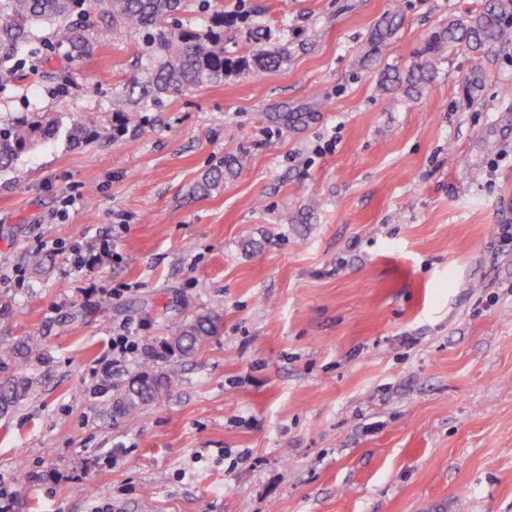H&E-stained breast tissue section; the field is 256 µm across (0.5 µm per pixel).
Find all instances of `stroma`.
<instances>
[{"label": "stroma", "mask_w": 512, "mask_h": 512, "mask_svg": "<svg viewBox=\"0 0 512 512\" xmlns=\"http://www.w3.org/2000/svg\"><path fill=\"white\" fill-rule=\"evenodd\" d=\"M486 2L224 0L226 49L246 13L280 66L120 134L134 34L76 61L25 47L51 60L0 88V116L59 131L0 170V342L42 339L0 417V512H512V45L444 49L416 78ZM76 122L96 137L71 142ZM205 313L218 333L157 361L178 381L114 417L113 388ZM124 326L138 354L104 375Z\"/></svg>", "instance_id": "stroma-1"}]
</instances>
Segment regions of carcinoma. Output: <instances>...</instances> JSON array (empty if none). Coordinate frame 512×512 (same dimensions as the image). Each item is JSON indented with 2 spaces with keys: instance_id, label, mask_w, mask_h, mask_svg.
<instances>
[{
  "instance_id": "1",
  "label": "carcinoma",
  "mask_w": 512,
  "mask_h": 512,
  "mask_svg": "<svg viewBox=\"0 0 512 512\" xmlns=\"http://www.w3.org/2000/svg\"><path fill=\"white\" fill-rule=\"evenodd\" d=\"M202 12L211 13L214 24L197 28L179 21L185 0H0V87L25 79L27 61L16 59L18 49L29 42L34 30L46 26L49 43L72 61L93 51L94 40L74 22L75 14L96 13L105 31L127 30L141 35L137 49L147 80L136 99L138 108L121 112L123 128L140 124L141 112L166 95H179L224 77L258 74L280 64V57L256 48L247 58L231 55L224 47V9L221 0H198ZM440 39L448 47L471 52L512 43V0H492L470 19L448 23ZM56 129L24 120L0 121V169L8 168L22 153L50 139ZM217 330V319L200 315L175 324L163 341L167 356L195 354ZM41 346L33 332L0 352V370H11L0 381V416L11 413L32 388L24 362ZM176 373L155 372L147 360L137 376L115 389L112 408L128 421H136Z\"/></svg>"
}]
</instances>
